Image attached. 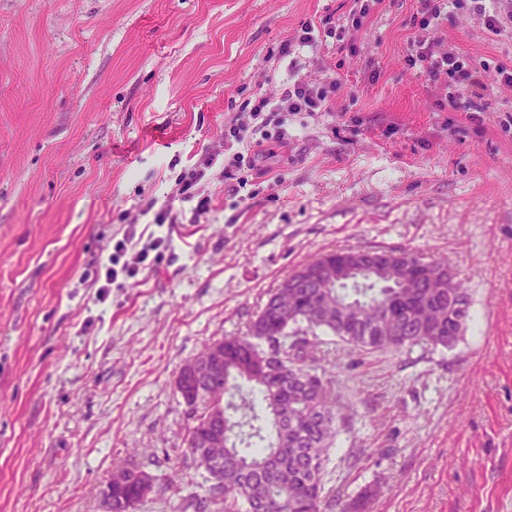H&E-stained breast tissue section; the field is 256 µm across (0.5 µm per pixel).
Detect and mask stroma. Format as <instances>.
<instances>
[{"mask_svg": "<svg viewBox=\"0 0 512 512\" xmlns=\"http://www.w3.org/2000/svg\"><path fill=\"white\" fill-rule=\"evenodd\" d=\"M473 6L422 31L418 0H0V512H103L127 463L155 478L136 512H184L180 368L348 249L447 260L471 319L450 349L323 337L328 512L369 485V512H512V87L456 109L408 64L421 35L512 67V22ZM297 81L319 110L287 112ZM261 94L268 137L225 179L224 132ZM152 201L175 216L157 271L100 290L128 229L149 244Z\"/></svg>", "mask_w": 512, "mask_h": 512, "instance_id": "obj_1", "label": "stroma"}]
</instances>
